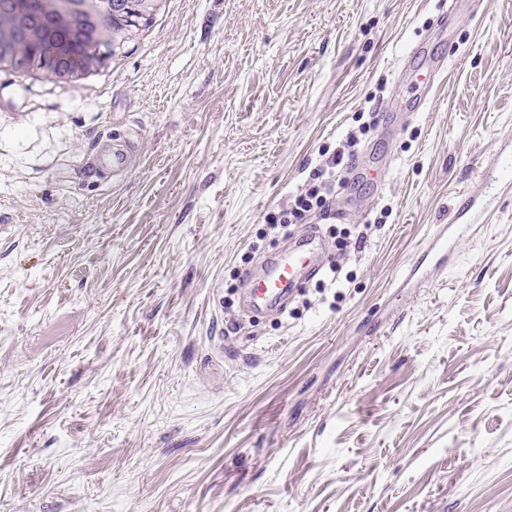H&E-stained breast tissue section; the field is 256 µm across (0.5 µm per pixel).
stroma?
<instances>
[{
  "label": "stroma",
  "instance_id": "obj_1",
  "mask_svg": "<svg viewBox=\"0 0 512 512\" xmlns=\"http://www.w3.org/2000/svg\"><path fill=\"white\" fill-rule=\"evenodd\" d=\"M447 13L171 0L79 84L0 67V512H512V199L403 282L512 143V0ZM419 42L445 69L387 130ZM352 135L338 276L248 322L242 256L317 224L265 217ZM123 143L121 135L116 133L99 141L85 161V170L91 175L111 171L112 174L123 172L129 162Z\"/></svg>",
  "mask_w": 512,
  "mask_h": 512
}]
</instances>
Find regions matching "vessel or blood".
Instances as JSON below:
<instances>
[{
	"instance_id": "obj_1",
	"label": "vessel or blood",
	"mask_w": 512,
	"mask_h": 512,
	"mask_svg": "<svg viewBox=\"0 0 512 512\" xmlns=\"http://www.w3.org/2000/svg\"><path fill=\"white\" fill-rule=\"evenodd\" d=\"M129 156L120 135L99 141L85 161L89 174L121 173ZM487 201L480 191L460 194L452 223L438 225L423 252L424 259H446L457 238V227L487 215ZM323 246L316 232H308L300 240L289 243L277 255L265 257L244 275V307L260 315L270 309H284L293 289L308 275L318 271L314 259Z\"/></svg>"
}]
</instances>
